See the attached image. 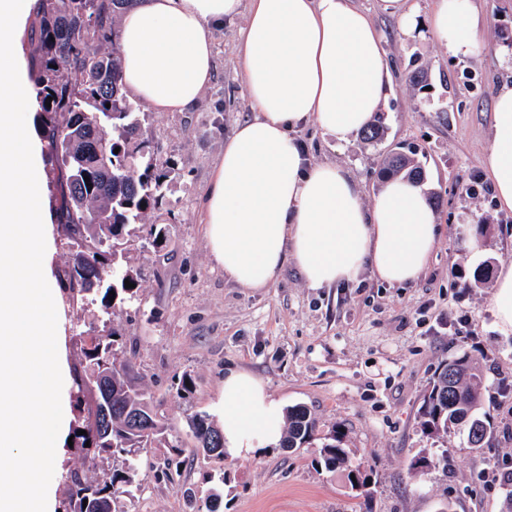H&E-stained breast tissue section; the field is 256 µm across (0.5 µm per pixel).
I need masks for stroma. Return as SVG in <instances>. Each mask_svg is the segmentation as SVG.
Segmentation results:
<instances>
[{
    "instance_id": "35a3bbf8",
    "label": "stroma",
    "mask_w": 512,
    "mask_h": 512,
    "mask_svg": "<svg viewBox=\"0 0 512 512\" xmlns=\"http://www.w3.org/2000/svg\"><path fill=\"white\" fill-rule=\"evenodd\" d=\"M357 3L371 14L393 67L384 139L339 146L312 124L295 135L312 161L349 170L367 199L382 182L384 154L399 144L417 147L439 246L421 277L402 288L367 273L314 290L291 263L267 288L228 283L209 256L198 205L225 139L253 111L237 59L243 21L213 28L214 76L198 107L147 117L146 135L170 168L162 203L127 244L139 272L136 298L108 317L96 302L63 310L70 368L84 363L77 330L114 327L138 385L171 428L161 446L141 452L138 482L119 496L124 512H194L218 485L224 512H502L512 493L494 478L512 460V335L494 329L492 280L474 276L512 262V213L497 210L482 179L493 99L512 68V58L495 54L512 45V0H478V49L460 62L426 28L403 31L379 0ZM420 67L428 72L423 91L407 79ZM151 226L161 240L147 235ZM462 355L484 372L481 409L492 429L479 448L449 431L447 468L413 476L415 459L433 446L418 425L422 395L440 366ZM231 367L263 379L284 406H307L322 428L342 426L353 463L370 478V496L352 490L346 471H327L313 446L250 462L197 453L186 419L213 413ZM185 374L194 391L182 399L176 387Z\"/></svg>"
}]
</instances>
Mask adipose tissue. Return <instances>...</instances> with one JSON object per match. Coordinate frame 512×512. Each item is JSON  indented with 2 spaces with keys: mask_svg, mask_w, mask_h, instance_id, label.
I'll list each match as a JSON object with an SVG mask.
<instances>
[{
  "mask_svg": "<svg viewBox=\"0 0 512 512\" xmlns=\"http://www.w3.org/2000/svg\"><path fill=\"white\" fill-rule=\"evenodd\" d=\"M245 16L240 76L255 112L224 141L200 201L213 261L243 288H266L294 263L310 288H330L371 271L388 285L414 283L439 244L422 188L385 180L372 203L343 167L311 162L296 138L311 123L346 144L371 123L390 66L369 13L354 0H137L120 19L123 77L158 112H188L213 78L211 31ZM432 34L456 58L471 56L481 15L475 0H433ZM484 161L500 210L512 212V83L499 87ZM496 330L512 335V263L490 299ZM216 409L224 457L250 461L278 446L282 403L259 377L227 370Z\"/></svg>",
  "mask_w": 512,
  "mask_h": 512,
  "instance_id": "adipose-tissue-1",
  "label": "adipose tissue"
}]
</instances>
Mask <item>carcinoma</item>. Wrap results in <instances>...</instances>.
<instances>
[{
	"mask_svg": "<svg viewBox=\"0 0 512 512\" xmlns=\"http://www.w3.org/2000/svg\"><path fill=\"white\" fill-rule=\"evenodd\" d=\"M134 2L38 0L28 24V35L38 46L31 62V79L43 138L47 154L57 160L65 176L56 206L58 223L77 245L67 270L68 302L73 306L93 294L100 297L107 315L116 304L136 297L137 289L125 287V282L136 284L138 277L130 268H114L106 281L105 266L122 253V245L131 236L130 226L141 223L146 209L163 197L159 148L142 138L147 113L127 98L122 82L120 30L114 17ZM414 155L412 149L390 153L387 172H403L421 182L423 171ZM111 291L115 292L112 301ZM119 339L115 330L92 334L90 347L83 349V369L74 375L76 399L89 389L93 405L88 415L77 416L72 431L74 447L82 451L86 470L71 469L63 475L64 512H124L118 494L136 483V457L166 439L167 425L133 382L132 360L119 357ZM482 396L483 375L470 358L463 355L448 361L423 394L421 431L438 438L454 425L466 433L470 447H481L488 427L474 412ZM128 413L142 415L147 427L130 429ZM286 418L281 447L302 448L321 441L324 466L348 469V474L354 475L351 488L366 491L369 475L361 465L349 464L341 427L322 433L304 406L289 408ZM187 427L196 451L224 457V443L215 442L221 438V427L214 419L197 413L188 418ZM79 430L85 434H77ZM436 466H448V449L419 457L412 473L421 476Z\"/></svg>",
	"mask_w": 512,
	"mask_h": 512,
	"instance_id": "cac0c4a2",
	"label": "carcinoma"
}]
</instances>
